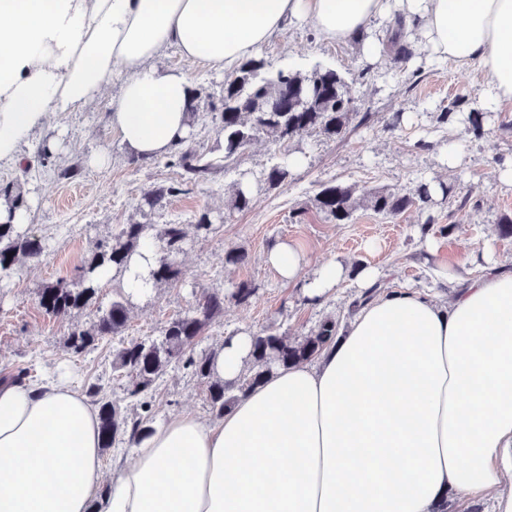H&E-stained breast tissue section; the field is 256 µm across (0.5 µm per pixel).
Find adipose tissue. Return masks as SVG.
Returning <instances> with one entry per match:
<instances>
[{
	"mask_svg": "<svg viewBox=\"0 0 512 512\" xmlns=\"http://www.w3.org/2000/svg\"><path fill=\"white\" fill-rule=\"evenodd\" d=\"M297 23L362 37L376 59L395 31L420 35L430 59L481 70L475 109L512 105V0H0V162L115 82L122 144L168 153L193 83L162 51L230 74ZM266 261L312 300L344 277L332 260L305 275L288 244ZM250 350L249 334L225 339L215 374L237 381ZM489 493L512 512V270L490 261L445 309L409 288L374 299L318 361L275 370L217 421L172 416L109 474L66 378L0 381V512H435Z\"/></svg>",
	"mask_w": 512,
	"mask_h": 512,
	"instance_id": "adipose-tissue-1",
	"label": "adipose tissue"
}]
</instances>
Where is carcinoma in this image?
Returning <instances> with one entry per match:
<instances>
[{
    "label": "carcinoma",
    "instance_id": "1",
    "mask_svg": "<svg viewBox=\"0 0 512 512\" xmlns=\"http://www.w3.org/2000/svg\"><path fill=\"white\" fill-rule=\"evenodd\" d=\"M266 62L262 58L243 61L231 75L224 76L221 99L219 133L224 135V158L234 159L244 153L250 142L262 134L273 145L276 162L268 169L252 175L258 188L277 189L288 183L295 171L290 149L293 138L313 131L328 140L342 137L352 119L353 107L345 81L328 67L316 66L310 70H280L272 77H259ZM178 151L170 155L168 163L182 169L181 182L168 187L159 186L143 195L151 209L162 208L167 200L184 192V187L209 181L216 166L204 162L190 140H182ZM252 191L237 184L227 206L242 212L249 208ZM431 201L429 187L420 184L405 195L375 191L363 198L355 197L350 185H327L315 197V205L327 219L338 224L349 221L357 203L367 204L374 212L396 217L409 208L421 211ZM158 241L149 259V283H177L181 271L177 256L183 251L186 233L181 224H166L154 232L152 224H125L112 238L90 257L83 260L77 277L70 282H56L37 290L39 307L48 315L66 317L75 310L90 305L103 283L114 279L112 271L127 269L130 259L145 241ZM50 245L44 238L30 235L17 224H0V288L10 287V277L24 260H39L48 255ZM256 293L248 281L238 283L229 298L243 304ZM132 294L120 290L119 299L112 301L108 310L98 316L87 330H76L68 338V348L80 355L105 336H117L128 321V301ZM220 291H206L193 309L177 315L162 329L161 340L150 337L121 343L115 350L113 368L130 378L127 396L148 407L147 398L155 383L171 366L184 365L192 369L206 387L211 412L221 417L230 410L239 397L260 385L274 370L310 362L335 344L339 335L336 319L326 317L310 335L290 339L286 335L260 331L251 336L249 374L233 383L215 375L212 369L214 352H196L202 336L224 313L226 298ZM99 388L92 384L86 394L99 405L98 422L101 448L107 449L119 441L128 446L137 445L152 431L151 421L144 417L128 418L118 407L99 397Z\"/></svg>",
    "mask_w": 512,
    "mask_h": 512
}]
</instances>
